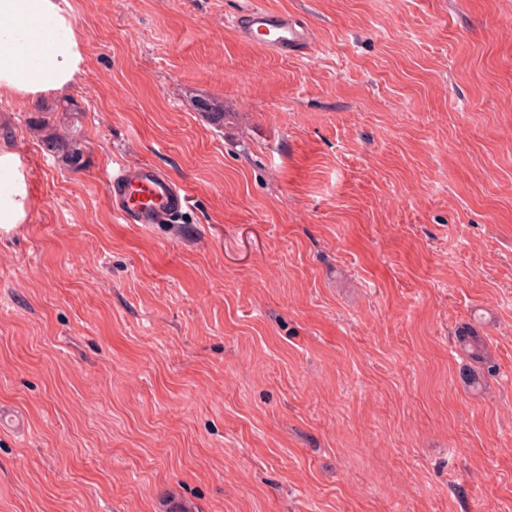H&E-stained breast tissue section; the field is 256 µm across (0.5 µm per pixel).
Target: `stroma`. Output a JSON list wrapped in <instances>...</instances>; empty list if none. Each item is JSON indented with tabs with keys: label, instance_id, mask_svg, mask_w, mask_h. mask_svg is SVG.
Segmentation results:
<instances>
[{
	"label": "stroma",
	"instance_id": "stroma-1",
	"mask_svg": "<svg viewBox=\"0 0 512 512\" xmlns=\"http://www.w3.org/2000/svg\"><path fill=\"white\" fill-rule=\"evenodd\" d=\"M69 3L76 84L0 97V512H512V0ZM254 4L310 55L240 38ZM132 162L179 223L114 216ZM235 31L272 55L308 57L313 30L302 18L252 5L231 19ZM29 200L22 160L16 153L0 151V224H22ZM114 215L126 224H176L188 207L187 193L150 163H129L106 181ZM457 342L473 363L463 368L462 381L473 390L480 389L486 375L496 371V366L491 363L487 345L481 336L470 330H462L457 336Z\"/></svg>",
	"mask_w": 512,
	"mask_h": 512
}]
</instances>
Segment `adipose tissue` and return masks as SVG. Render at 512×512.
<instances>
[{
  "mask_svg": "<svg viewBox=\"0 0 512 512\" xmlns=\"http://www.w3.org/2000/svg\"><path fill=\"white\" fill-rule=\"evenodd\" d=\"M68 0H0V96L29 101L74 84L84 63ZM29 188L18 154L0 151V224L27 216Z\"/></svg>",
  "mask_w": 512,
  "mask_h": 512,
  "instance_id": "adipose-tissue-1",
  "label": "adipose tissue"
}]
</instances>
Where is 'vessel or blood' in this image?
<instances>
[{
  "label": "vessel or blood",
  "instance_id": "vessel-or-blood-1",
  "mask_svg": "<svg viewBox=\"0 0 512 512\" xmlns=\"http://www.w3.org/2000/svg\"><path fill=\"white\" fill-rule=\"evenodd\" d=\"M235 31L270 54L304 58L313 30L302 18L253 5L231 19ZM114 215L127 224H174L184 214L187 193L169 174L150 163H130L106 181Z\"/></svg>",
  "mask_w": 512,
  "mask_h": 512
}]
</instances>
